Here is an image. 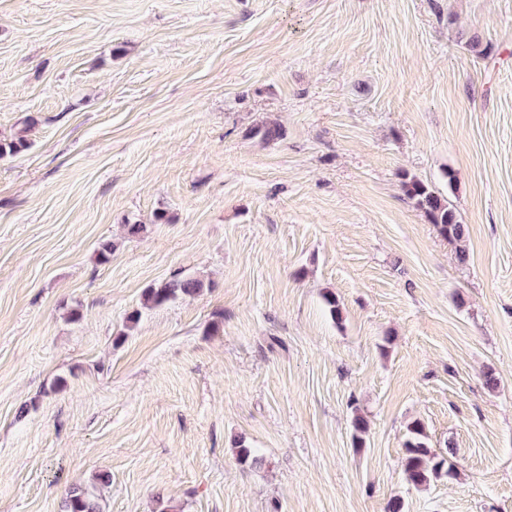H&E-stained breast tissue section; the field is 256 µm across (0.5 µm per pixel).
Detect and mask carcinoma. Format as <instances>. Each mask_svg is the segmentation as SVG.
Instances as JSON below:
<instances>
[{
    "label": "carcinoma",
    "instance_id": "obj_1",
    "mask_svg": "<svg viewBox=\"0 0 512 512\" xmlns=\"http://www.w3.org/2000/svg\"><path fill=\"white\" fill-rule=\"evenodd\" d=\"M402 189L408 199L426 217L428 223L435 225L438 233L450 242L461 243L465 237V227L449 206L448 200L437 193L424 181L415 177H406ZM204 288V283L193 277L177 278L151 286L144 292V305L160 306L177 299L191 297ZM405 455L402 473L405 482L416 488H425L437 479L455 476L452 464L438 457L426 442L425 426L416 420L408 426V438L404 443ZM235 453L242 464H258L262 458L257 449L250 448L244 442H237ZM66 512H99L96 496L85 489H73L66 500Z\"/></svg>",
    "mask_w": 512,
    "mask_h": 512
}]
</instances>
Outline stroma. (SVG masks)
<instances>
[{
	"label": "stroma",
	"mask_w": 512,
	"mask_h": 512,
	"mask_svg": "<svg viewBox=\"0 0 512 512\" xmlns=\"http://www.w3.org/2000/svg\"><path fill=\"white\" fill-rule=\"evenodd\" d=\"M20 133L0 512H64L102 472L101 512H512V0H0V143ZM416 419L456 470L421 489ZM402 189L407 198L424 214L428 223L435 225L444 239L456 242L457 245L464 241V224L457 220L446 198L415 177H405ZM204 283L193 277L177 278L151 286L144 292L145 307L160 306L177 299L198 294Z\"/></svg>",
	"instance_id": "1"
}]
</instances>
